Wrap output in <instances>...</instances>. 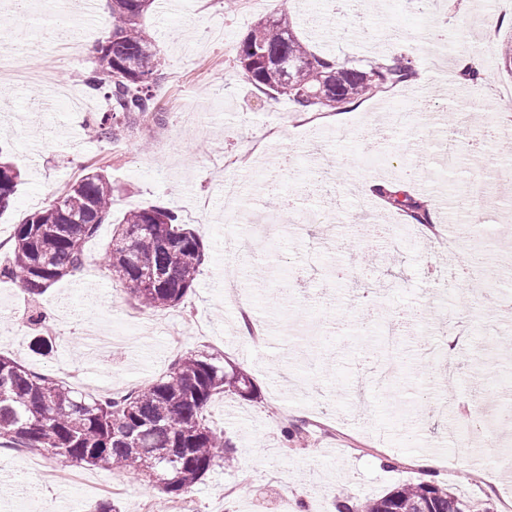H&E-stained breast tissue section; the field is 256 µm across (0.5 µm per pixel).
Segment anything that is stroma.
Returning <instances> with one entry per match:
<instances>
[{"mask_svg": "<svg viewBox=\"0 0 512 512\" xmlns=\"http://www.w3.org/2000/svg\"><path fill=\"white\" fill-rule=\"evenodd\" d=\"M483 0H449L439 16L407 7L405 0H182L180 12L152 7L141 24L162 48L164 78L155 87L157 118H144L116 140L90 136L88 121L106 111L101 97L87 95L84 111L68 110L48 99L41 86L22 87L0 77L1 158L20 172L12 206L0 214V239L15 224L48 206L90 170L107 176L115 192L112 211L86 244L92 259L81 278L66 276L38 301L16 282L0 278V354L35 372L56 378L82 368V392L103 388L131 390L169 371L172 332L195 320L206 321L204 335L186 337L181 350L221 355L225 366L250 371L256 395L246 401L231 394L215 397L207 414L233 446L232 466L216 464L184 493L195 512H279L289 495L293 512H336V488L349 486L360 498L378 497L407 484L427 481L417 459L434 456L433 441L476 435L457 408L472 396L487 409L507 403L512 389V348L498 328L512 325V213L501 206L512 185V168L490 150L460 152L454 170L439 166L441 148L422 118L414 85L315 116L297 111L284 97L272 98L250 86L234 59L239 42L261 16L289 14L301 40L317 52L353 62L386 54L392 32L404 33L420 61L421 87L431 107L451 94L479 101L480 111L465 121V143L484 140L495 125L501 141H512V111L494 98L512 84V69L483 60L478 83L437 78L454 59H439L437 45L424 31L439 29L460 49L512 39V0H501L500 24L487 28L480 18ZM110 0H96L93 18L81 23L86 53L52 60L53 21L31 18L30 40L14 38L15 26L0 29V44L15 48L27 69L52 84L82 91L93 66L90 46L103 38L100 16ZM320 23L312 36L308 18ZM422 178L408 184L432 209L437 234L417 237L397 229L388 244L354 233L356 217L379 224L403 218L365 188L372 180L402 181L404 165ZM487 178L488 204L481 217L489 234L485 248L490 275L500 289L469 291L460 281L447 284L443 299L433 298L443 270L439 234L447 230L445 209H456L471 176ZM243 186L239 204L224 200V185ZM308 200L328 213L321 222L300 217L255 230L239 213L270 212L283 196ZM149 205L176 213L202 239L205 261L183 303L151 314L138 309L98 265L124 214ZM235 283L243 301L266 326L268 340L244 344L242 321L226 296ZM40 310L62 321L52 335L53 350L31 348L27 323ZM393 325L399 338L396 371L389 385L378 382L380 328ZM446 336L463 354L449 379V415L433 412L417 394L425 377L442 373L441 358L421 354L424 340ZM304 427L303 440L286 443L285 428ZM51 461L40 451L27 459L0 447V512H94L109 488L124 487L115 501L122 512H136L141 499L161 493L128 470L79 466L78 478L46 490L39 467ZM472 448L459 449L455 464L440 463L439 484L491 512L512 506V472L495 478ZM237 485L232 502L222 498Z\"/></svg>", "mask_w": 512, "mask_h": 512, "instance_id": "obj_1", "label": "stroma"}]
</instances>
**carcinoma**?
I'll list each match as a JSON object with an SVG mask.
<instances>
[{
    "label": "carcinoma",
    "mask_w": 512,
    "mask_h": 512,
    "mask_svg": "<svg viewBox=\"0 0 512 512\" xmlns=\"http://www.w3.org/2000/svg\"><path fill=\"white\" fill-rule=\"evenodd\" d=\"M153 0H111L112 34L95 50L84 86L101 95L108 110L90 123L99 139H116L154 112V87L162 76L159 45L140 18ZM235 61L250 85L287 97L302 112H338L358 99L409 82L418 59L408 51L365 67L311 51L294 33L288 15L261 19L241 40ZM19 174L0 162V211L17 192ZM378 195L408 225H430L427 201L405 191L379 189ZM112 205V182L89 172L49 206L14 227L13 255L0 268L31 298L89 261L85 244ZM204 261L200 236L173 211L150 205L126 212L112 235L100 266L140 308H174L193 287ZM230 392L244 400L255 394L251 373L224 368L219 358L187 354L168 374L120 397L93 398L0 356V439L44 451L75 464L150 469L155 486L173 502L199 482L231 443L212 426L205 408ZM336 512H474L467 500L432 482L402 485L363 501L345 491Z\"/></svg>",
    "instance_id": "carcinoma-1"
}]
</instances>
